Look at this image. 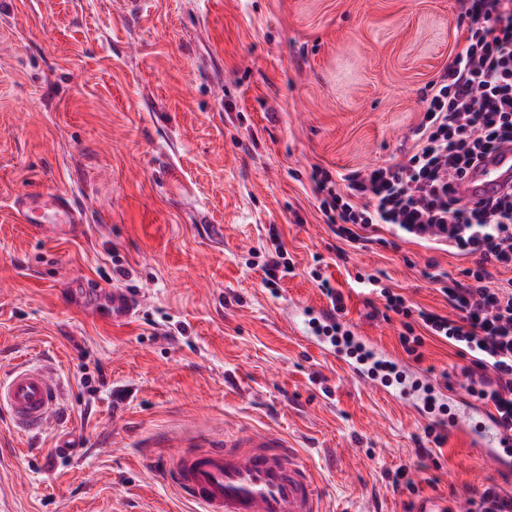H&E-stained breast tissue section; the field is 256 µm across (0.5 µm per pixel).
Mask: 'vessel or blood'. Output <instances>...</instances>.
<instances>
[{
    "mask_svg": "<svg viewBox=\"0 0 512 512\" xmlns=\"http://www.w3.org/2000/svg\"><path fill=\"white\" fill-rule=\"evenodd\" d=\"M512 188V145L503 144L475 165L458 188L466 203L478 202ZM16 208L35 229L68 233L83 223L84 214L63 195L19 198ZM336 325L353 343L369 353L367 361L333 346L329 337L316 335L315 325ZM293 335L315 346L344 370L348 377L382 391L388 397L417 406V387L430 388L450 407L448 429L490 466L512 465V425L492 405L469 406L454 389L416 370H404L403 383L385 381L373 361L391 362L389 353L362 336L356 325L327 306L288 319ZM60 395L58 378L46 368L19 363L0 383V405L12 429L20 434L44 430L53 418ZM164 481L199 512H323L321 488L309 463L278 432L254 430L217 444L201 436L189 445L174 447L163 470Z\"/></svg>",
    "mask_w": 512,
    "mask_h": 512,
    "instance_id": "obj_1",
    "label": "vessel or blood"
}]
</instances>
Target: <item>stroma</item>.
Instances as JSON below:
<instances>
[{"instance_id": "1", "label": "stroma", "mask_w": 512, "mask_h": 512, "mask_svg": "<svg viewBox=\"0 0 512 512\" xmlns=\"http://www.w3.org/2000/svg\"><path fill=\"white\" fill-rule=\"evenodd\" d=\"M0 0V375L52 369L59 412L22 436L0 411V512H196L162 478L171 440L271 428L316 470L327 512H411L418 494L466 499L512 473L353 381L289 334L326 305L394 354L400 318L372 317L356 273L447 313L423 247L341 240L314 168L392 162L422 91L464 43L459 0ZM71 198L73 235L22 223L24 195ZM277 228L293 275L265 287ZM127 277L112 281V261ZM140 305L116 322L88 288ZM416 370L462 382L468 362L427 339ZM79 445L59 458V425ZM405 468L415 492L393 490Z\"/></svg>"}]
</instances>
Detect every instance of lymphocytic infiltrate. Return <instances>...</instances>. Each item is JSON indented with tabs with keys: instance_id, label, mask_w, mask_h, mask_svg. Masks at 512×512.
<instances>
[{
	"instance_id": "lymphocytic-infiltrate-1",
	"label": "lymphocytic infiltrate",
	"mask_w": 512,
	"mask_h": 512,
	"mask_svg": "<svg viewBox=\"0 0 512 512\" xmlns=\"http://www.w3.org/2000/svg\"><path fill=\"white\" fill-rule=\"evenodd\" d=\"M464 45L451 55L422 97L411 144L393 163L334 179L313 175V192L326 223L350 244L380 242L381 232L432 253L426 261L453 316L418 310L378 277L356 275L364 292L402 316L403 351L423 357L426 337L470 358L474 401L492 404L512 421V279L496 284L495 271L512 269V190L462 206L454 186L485 154L512 143V0H463ZM468 259L461 277L438 272L435 252Z\"/></svg>"
}]
</instances>
